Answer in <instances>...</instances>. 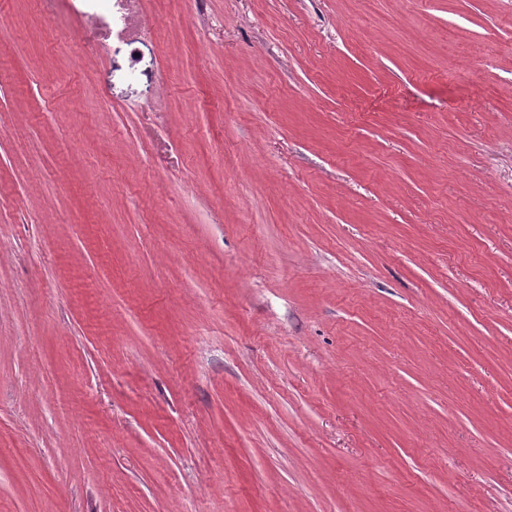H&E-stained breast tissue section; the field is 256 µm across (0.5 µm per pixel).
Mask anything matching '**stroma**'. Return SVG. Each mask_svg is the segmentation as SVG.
I'll return each mask as SVG.
<instances>
[{"mask_svg": "<svg viewBox=\"0 0 512 512\" xmlns=\"http://www.w3.org/2000/svg\"><path fill=\"white\" fill-rule=\"evenodd\" d=\"M0 0V512H512V0ZM79 6L75 9L80 15L81 20L94 29L104 32L108 39L116 41L117 55L123 61V65L118 63L115 71L121 72L126 78H134L142 74V64L144 54L136 46L133 38L128 33L133 23V4L134 0H107L106 6H101L100 0H75Z\"/></svg>", "mask_w": 512, "mask_h": 512, "instance_id": "1", "label": "stroma"}]
</instances>
